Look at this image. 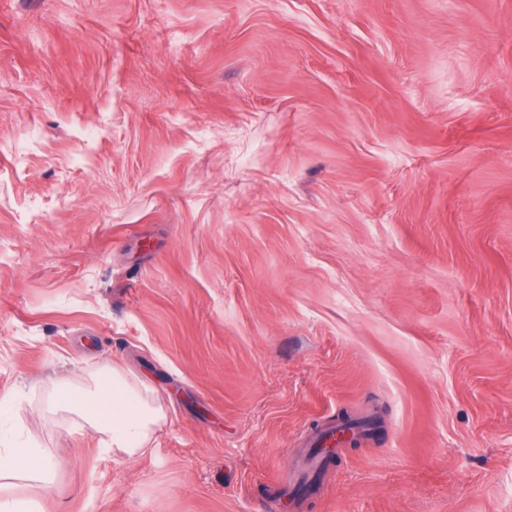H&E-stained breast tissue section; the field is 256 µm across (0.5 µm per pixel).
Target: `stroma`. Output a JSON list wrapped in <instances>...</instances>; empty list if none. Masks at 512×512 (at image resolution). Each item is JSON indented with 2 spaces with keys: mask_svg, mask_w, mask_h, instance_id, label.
I'll use <instances>...</instances> for the list:
<instances>
[{
  "mask_svg": "<svg viewBox=\"0 0 512 512\" xmlns=\"http://www.w3.org/2000/svg\"><path fill=\"white\" fill-rule=\"evenodd\" d=\"M167 414L106 457L50 381ZM0 427L47 512H512V0H0ZM60 462L55 460L46 448L28 438L23 445L0 431V488L3 482L13 479L35 481L43 498L51 496L54 490L55 474Z\"/></svg>",
  "mask_w": 512,
  "mask_h": 512,
  "instance_id": "1",
  "label": "stroma"
}]
</instances>
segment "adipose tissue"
I'll list each match as a JSON object with an SVG mask.
<instances>
[{
  "mask_svg": "<svg viewBox=\"0 0 512 512\" xmlns=\"http://www.w3.org/2000/svg\"><path fill=\"white\" fill-rule=\"evenodd\" d=\"M48 406L69 408L82 428L99 435L105 450L137 459L151 450L167 412L153 387L144 379L107 363L96 370L91 385L56 382L46 397ZM60 463L33 440L16 444L0 432V480L35 481L43 497L51 496Z\"/></svg>",
  "mask_w": 512,
  "mask_h": 512,
  "instance_id": "1",
  "label": "adipose tissue"
}]
</instances>
